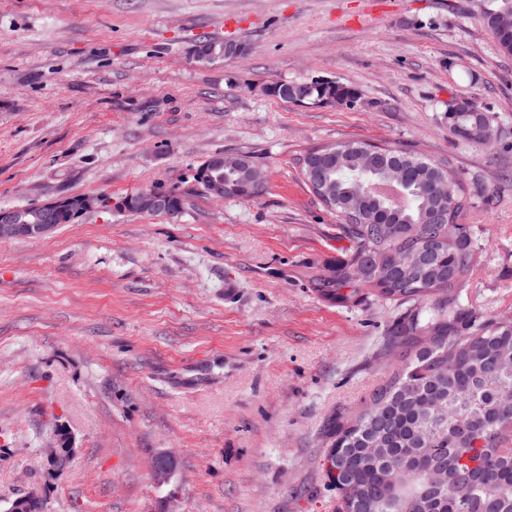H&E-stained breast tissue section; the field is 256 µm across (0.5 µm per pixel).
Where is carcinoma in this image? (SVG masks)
Listing matches in <instances>:
<instances>
[{
	"label": "carcinoma",
	"mask_w": 512,
	"mask_h": 512,
	"mask_svg": "<svg viewBox=\"0 0 512 512\" xmlns=\"http://www.w3.org/2000/svg\"><path fill=\"white\" fill-rule=\"evenodd\" d=\"M512 14V0H497L480 22L499 50L512 55V25L503 28L496 15ZM223 44L202 40L203 61L220 56ZM308 102L333 100L353 105L359 94L336 81L296 83ZM448 128L461 140L480 144L493 134L491 122L476 106L448 113ZM364 141H347L308 152L307 161L327 177L314 191L336 213L339 237L348 241L346 259L329 276L313 284L326 301L348 305L364 295L380 302H435L434 313L421 320L413 310L396 327L410 336L409 357L394 369L368 401L328 430L325 469L336 490V512H512V319L480 315L456 305L476 266L471 227L460 225L454 239H433L444 231L432 223L437 199L432 186L448 181V223H457L472 198L448 159L430 160L395 147L365 152ZM398 165L406 172L404 196L379 187ZM252 162L233 158L221 169L200 164L195 181H230L233 197L252 200L262 189L251 185ZM379 250L411 257L412 265L379 272L357 270Z\"/></svg>",
	"instance_id": "obj_1"
}]
</instances>
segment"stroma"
I'll return each instance as SVG.
<instances>
[{
  "label": "stroma",
  "instance_id": "obj_1",
  "mask_svg": "<svg viewBox=\"0 0 512 512\" xmlns=\"http://www.w3.org/2000/svg\"><path fill=\"white\" fill-rule=\"evenodd\" d=\"M490 4L0 0V208L185 197L176 215L96 209L0 238V512L31 491L45 512H336L325 434L400 365L389 332L409 308L314 291L348 243L300 160L350 140L451 160L477 260L456 302L512 316V56L480 23ZM203 38L246 53L198 60ZM311 80L360 98L268 92ZM460 95L491 144L449 131ZM217 153L252 161L258 198L197 184ZM62 433L77 452L51 476ZM289 84L296 85L300 91L306 95L307 102H320L323 100H333L345 106H352L357 99L359 94L352 88L340 84L336 81H301V82H289ZM288 83H274L270 85L269 92L272 96L277 97L286 102H292L285 94V88Z\"/></svg>",
  "mask_w": 512,
  "mask_h": 512
}]
</instances>
